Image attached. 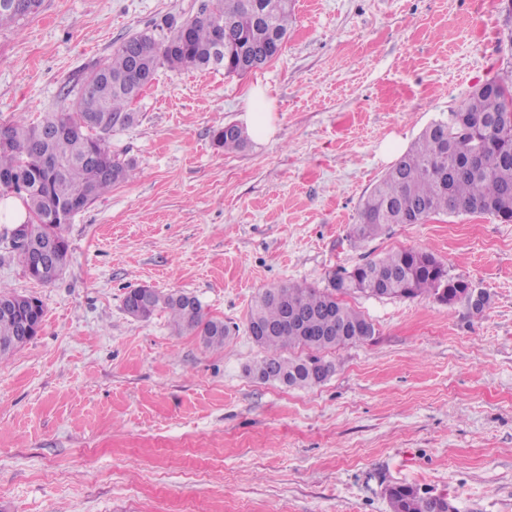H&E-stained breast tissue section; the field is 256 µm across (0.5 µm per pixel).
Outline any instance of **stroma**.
<instances>
[{
	"label": "stroma",
	"mask_w": 512,
	"mask_h": 512,
	"mask_svg": "<svg viewBox=\"0 0 512 512\" xmlns=\"http://www.w3.org/2000/svg\"><path fill=\"white\" fill-rule=\"evenodd\" d=\"M197 2L44 0L0 30V123L57 109L89 63ZM511 69L512 0H295L281 54L251 74L161 68L110 138L136 174L72 218L62 276L29 278L0 241V285L46 311L0 362V512H389L394 483L512 512V223L448 214L350 240L385 144L409 148ZM259 84L275 134L217 148ZM402 249L489 307L351 294L375 334L326 352L323 384L250 374L259 294ZM142 286L197 297L230 328L223 348L167 312L130 317Z\"/></svg>",
	"instance_id": "1"
}]
</instances>
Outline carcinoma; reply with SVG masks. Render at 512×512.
I'll use <instances>...</instances> for the list:
<instances>
[{
	"mask_svg": "<svg viewBox=\"0 0 512 512\" xmlns=\"http://www.w3.org/2000/svg\"><path fill=\"white\" fill-rule=\"evenodd\" d=\"M43 0H0V29L39 13ZM294 0H200L196 12L167 22L169 34L158 39L142 32L123 39L108 56L94 61L82 82L63 91L65 105L42 116L36 125L17 118L0 124V195L16 194L27 207L28 232L52 259L40 266L32 249L12 245L24 272L44 284L56 281L68 258V242L59 222L63 210L76 215L113 186L128 180L134 164L112 153V131L137 120L130 106L142 91L141 80L160 68L224 69L243 76L275 59L293 22ZM224 33V57L212 59L218 31ZM512 74L494 76L475 87L460 108L445 120L431 122L393 167L375 184L352 225L353 243L365 242L390 224H421L440 214L491 215L512 222ZM214 144L226 151L248 142L244 128H218ZM59 162L46 172L42 159ZM471 281L449 275L432 253L405 249L367 261L350 271H334L323 288L284 285L262 292L250 309L247 331L264 328L253 341L265 356L250 369L263 381L310 389L326 381L335 365L320 353L363 343L375 328L342 300L361 293L413 299L431 295L440 303L464 302L475 312L490 304ZM0 360L40 332L45 308L36 297L0 287ZM138 307L139 319L166 310L180 331L200 336L207 347H223L230 336L224 322L205 318L200 302L184 303L177 293L144 301L130 290L124 304ZM286 347L309 350L305 357L285 358ZM391 512H456L446 494L416 485L386 489Z\"/></svg>",
	"mask_w": 512,
	"mask_h": 512,
	"instance_id": "cac0c4a2",
	"label": "carcinoma"
}]
</instances>
